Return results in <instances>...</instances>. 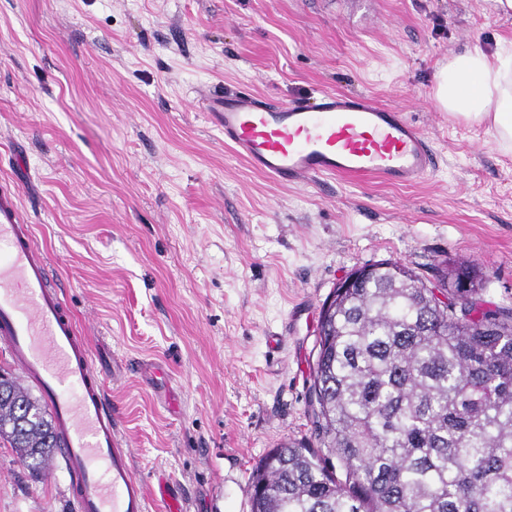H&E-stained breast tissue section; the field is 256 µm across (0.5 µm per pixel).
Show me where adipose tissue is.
I'll return each instance as SVG.
<instances>
[{
	"label": "adipose tissue",
	"instance_id": "adipose-tissue-1",
	"mask_svg": "<svg viewBox=\"0 0 512 512\" xmlns=\"http://www.w3.org/2000/svg\"><path fill=\"white\" fill-rule=\"evenodd\" d=\"M434 95L451 116L488 123L493 144L512 153V52L454 54L436 76Z\"/></svg>",
	"mask_w": 512,
	"mask_h": 512
}]
</instances>
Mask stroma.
<instances>
[{
	"mask_svg": "<svg viewBox=\"0 0 512 512\" xmlns=\"http://www.w3.org/2000/svg\"><path fill=\"white\" fill-rule=\"evenodd\" d=\"M512 44L497 0H0V189L14 191L91 338L134 469L186 512H250L272 448L313 441L321 307L392 260L433 282L468 261L512 308V155L454 118L435 76ZM273 103L366 93L403 109L438 169L416 186L268 180L197 88ZM0 439V512H65ZM175 481L168 476L167 478L163 476L158 477V487L157 489L154 487V495L157 498H160L162 502L165 503V510L168 512H183L184 511V501L181 500L178 496H175L172 493V490H175Z\"/></svg>",
	"mask_w": 512,
	"mask_h": 512,
	"instance_id": "35a3bbf8",
	"label": "stroma"
}]
</instances>
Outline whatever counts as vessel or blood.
Returning a JSON list of instances; mask_svg holds the SVG:
<instances>
[{"label":"vessel or blood","mask_w":512,"mask_h":512,"mask_svg":"<svg viewBox=\"0 0 512 512\" xmlns=\"http://www.w3.org/2000/svg\"><path fill=\"white\" fill-rule=\"evenodd\" d=\"M198 96L225 145L279 182L342 176L413 185L436 169L422 129L368 94L321 92L281 104L245 91ZM0 343L52 415L72 512H147L153 496L166 512H184L172 478H159L153 490L133 471L88 340L7 190L0 192Z\"/></svg>","instance_id":"vessel-or-blood-1"}]
</instances>
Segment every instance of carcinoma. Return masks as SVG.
<instances>
[{"instance_id": "cac0c4a2", "label": "carcinoma", "mask_w": 512, "mask_h": 512, "mask_svg": "<svg viewBox=\"0 0 512 512\" xmlns=\"http://www.w3.org/2000/svg\"><path fill=\"white\" fill-rule=\"evenodd\" d=\"M483 291L465 262L430 288L391 260L334 289L311 373L322 450L272 449L251 512H512V309ZM0 437L36 474L55 449L49 414L10 376Z\"/></svg>"}]
</instances>
